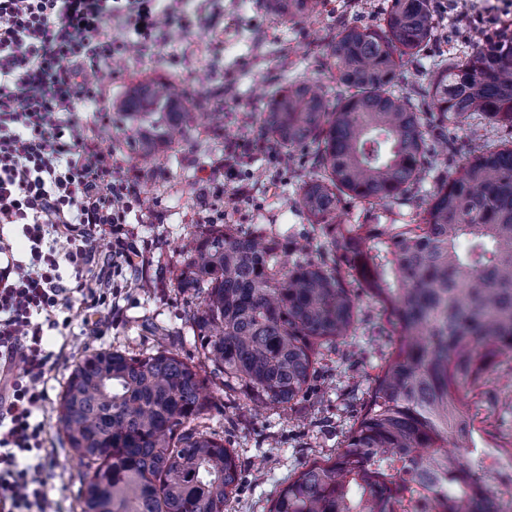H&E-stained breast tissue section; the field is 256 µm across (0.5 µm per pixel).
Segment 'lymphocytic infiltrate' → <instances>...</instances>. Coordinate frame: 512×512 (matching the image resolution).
<instances>
[{
	"instance_id": "obj_1",
	"label": "lymphocytic infiltrate",
	"mask_w": 512,
	"mask_h": 512,
	"mask_svg": "<svg viewBox=\"0 0 512 512\" xmlns=\"http://www.w3.org/2000/svg\"><path fill=\"white\" fill-rule=\"evenodd\" d=\"M114 19L118 41L101 32ZM193 23L156 0H0V224L19 227L28 247L0 269V512H50L45 425L33 418L49 359L37 318L71 311L75 290L106 304L85 271L107 238L113 259L128 260L124 226L144 204L136 172L78 114L105 97L87 76L145 52L159 29L174 37ZM64 261L77 287L63 284Z\"/></svg>"
}]
</instances>
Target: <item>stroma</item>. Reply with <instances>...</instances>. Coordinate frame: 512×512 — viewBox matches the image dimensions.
<instances>
[{
    "label": "stroma",
    "instance_id": "1",
    "mask_svg": "<svg viewBox=\"0 0 512 512\" xmlns=\"http://www.w3.org/2000/svg\"><path fill=\"white\" fill-rule=\"evenodd\" d=\"M389 0H325L320 15L281 23L264 7V0H174V9L204 16V23L185 29L175 40L156 36L149 50L99 73L107 96L95 115L109 117L112 135L100 146L122 166L133 167L145 204L132 212L126 237L142 255L116 275L100 274V282L118 288L111 307L92 315L74 295L75 308L68 326L46 332L52 352L47 373L48 398L38 410L47 424L45 452L48 465L42 474L50 500L63 512H80L83 472L72 459L64 434L56 425L64 383L76 358L89 349H119L132 354L156 347V329L185 330V298L171 285V272L187 233L199 229L205 218L249 229L259 224L295 238L319 240L318 225L308 223L291 205L303 181L316 173L308 149L296 148L289 165L273 160L278 149L264 142L259 115L273 86L295 78L333 88V79L319 64L323 47L345 22L372 26L379 22ZM435 38L426 55L448 50L462 53L475 44L467 20L448 11V0H432ZM221 45V68L232 76L231 85L212 77L204 90L210 99H221L224 114L223 144L214 143L206 131H198L188 143L176 141L150 163L131 162L124 142L129 126L114 122L116 105L125 89L145 80H191L208 62L207 50ZM248 145L238 166L247 189L246 198L234 211H226L223 147ZM386 340L358 332L351 344L326 355L320 362L315 392L292 409H255L240 393L213 390L218 411L208 422L235 449L246 467L243 479L227 503V512H268L281 483L313 461L342 449L356 411L383 362ZM487 389L496 402L484 409L503 432L512 434V369L494 371Z\"/></svg>",
    "mask_w": 512,
    "mask_h": 512
}]
</instances>
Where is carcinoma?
Listing matches in <instances>:
<instances>
[{
	"label": "carcinoma",
	"mask_w": 512,
	"mask_h": 512,
	"mask_svg": "<svg viewBox=\"0 0 512 512\" xmlns=\"http://www.w3.org/2000/svg\"><path fill=\"white\" fill-rule=\"evenodd\" d=\"M323 3L267 7L292 23ZM434 30L431 0H391L380 24L345 25L327 44L336 101L307 79L270 93L267 136L288 157L313 147L318 172L294 205L322 240L299 246L231 224L192 234L174 281L199 301L188 315L197 359L168 334L147 355L77 359L57 425L84 469L80 512H225L242 463L200 428L218 407L210 375L257 406L294 408L320 357L356 335L362 296L390 336L384 362L343 449L288 477L268 512H508L500 487H512V469L475 447L489 375L512 362V37L461 57L442 51L400 87ZM189 95L169 80L126 89L117 113L135 124L133 155H154L196 121L224 142V113L188 111ZM471 120L508 137L473 141L404 223L341 222L347 200L371 209L418 197L437 148L459 153L448 125Z\"/></svg>",
	"instance_id": "cac0c4a2"
}]
</instances>
